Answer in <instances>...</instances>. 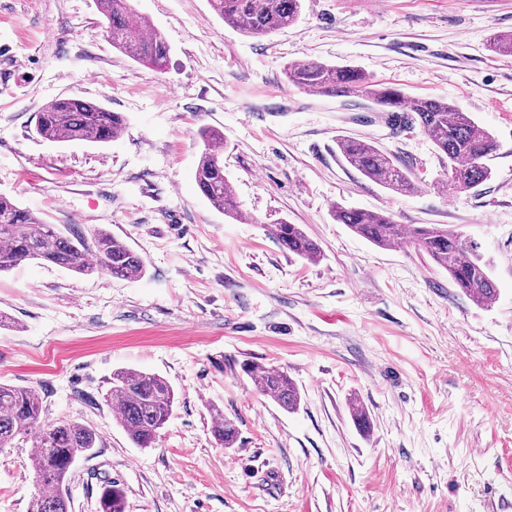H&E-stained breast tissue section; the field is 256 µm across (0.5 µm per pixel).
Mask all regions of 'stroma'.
I'll return each instance as SVG.
<instances>
[{"mask_svg": "<svg viewBox=\"0 0 512 512\" xmlns=\"http://www.w3.org/2000/svg\"><path fill=\"white\" fill-rule=\"evenodd\" d=\"M133 5L170 47L163 71L112 47L96 0H0V194L64 233L109 231L145 269L121 280L29 260L0 274V381L38 388L47 421L101 439L69 472L70 512H98L106 480L126 512H512V56L486 48L512 32V0H303L262 39L209 0ZM296 61L452 102L494 135L491 179L443 192L446 161L419 128L305 94L285 79ZM68 96L122 113L123 132L105 145L36 136L35 113ZM207 126L224 134L244 219L195 182ZM343 135L396 156L422 190L350 167ZM338 204L462 232L497 299L475 303L414 245L353 234ZM283 220L319 261L276 243L268 227ZM252 361L293 379L295 412L259 393ZM119 369L176 393L153 447L129 440L106 398ZM214 406L237 426L233 447L212 432ZM31 446L0 450V512H28Z\"/></svg>", "mask_w": 512, "mask_h": 512, "instance_id": "stroma-1", "label": "stroma"}]
</instances>
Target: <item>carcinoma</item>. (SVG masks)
I'll return each mask as SVG.
<instances>
[{"label": "carcinoma", "instance_id": "cac0c4a2", "mask_svg": "<svg viewBox=\"0 0 512 512\" xmlns=\"http://www.w3.org/2000/svg\"><path fill=\"white\" fill-rule=\"evenodd\" d=\"M104 18V33L112 47L137 63L162 71L168 61L169 46L157 29L133 19L131 0H96ZM213 11L228 24L250 37H266L292 25L299 16L301 0H210ZM494 54L512 55V33H496L488 44ZM285 76L294 86L318 91L331 97L368 100L382 112L395 115L402 107L411 112L409 121L418 124L437 150L448 160L447 190L461 194L491 178L487 161L497 151L494 136L456 106L440 98L409 97L400 89L377 83L350 64L292 63ZM125 118L118 112L78 97L58 98L37 113L35 132L41 138L68 143L81 141L107 144L122 131ZM203 149L195 170V181L203 196L233 219L242 210L224 175V136L216 129L199 131ZM344 161L363 176L389 190L406 194L416 191L421 179L398 159L375 143L354 137L338 140ZM334 218L372 244L390 249L409 238L418 251L448 272L456 287L472 301L483 304L497 296V287L487 266L462 235L446 224H397L388 215L338 205ZM269 234L288 253L315 262L321 249L300 224L283 220L269 225ZM94 248L95 261L86 252ZM26 260H40L77 274L108 273L114 278H136L144 273L141 258L112 234L95 229L91 238L66 235L47 224L34 211L0 196V273ZM244 373L260 393L280 408L292 412L301 393L288 375L260 363H246ZM107 400L115 402L117 420L139 448L152 447L160 429L173 413L176 394L163 377L123 369L112 375ZM43 405L33 386L0 382V448H11L15 441L34 434L33 472L35 493L28 512H69L67 476L72 465L100 447V436L77 421L47 423ZM214 435L230 448L237 437L235 423L218 407L211 408ZM99 512H125V493L115 481H106L98 499Z\"/></svg>", "mask_w": 512, "mask_h": 512}]
</instances>
